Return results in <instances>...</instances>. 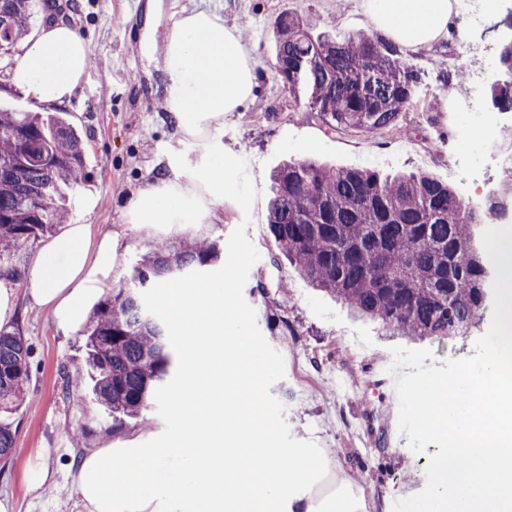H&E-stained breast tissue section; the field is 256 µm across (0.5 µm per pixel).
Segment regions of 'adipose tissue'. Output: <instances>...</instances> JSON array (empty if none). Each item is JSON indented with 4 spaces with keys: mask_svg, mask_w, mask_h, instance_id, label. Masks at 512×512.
<instances>
[{
    "mask_svg": "<svg viewBox=\"0 0 512 512\" xmlns=\"http://www.w3.org/2000/svg\"><path fill=\"white\" fill-rule=\"evenodd\" d=\"M374 29L402 50L447 39L454 0H363ZM163 96L168 118L185 136L204 143L211 129L239 110L257 85L256 59L237 29L225 27L207 8L180 15L164 39ZM91 45L63 20L39 29L18 55L5 87L33 95L53 108L80 90L91 64ZM206 197L207 207L184 213L187 194ZM224 201V161L216 159L196 178L193 191L179 180L156 178L131 193L128 224H210ZM120 254L111 233L93 238L86 224H67L32 257L23 290L0 280V323L14 313L18 293L48 308L67 332L84 319L89 303L112 281ZM162 312L180 335L183 380L175 402L204 404L187 424L191 441L167 446L149 433L108 440L85 456L75 473L88 512H253L263 496L273 512H357L346 484L320 491L336 467L309 464L294 449L263 442L269 425L251 410L253 393L239 374L232 343H244L246 324L224 316L222 288H171Z\"/></svg>",
    "mask_w": 512,
    "mask_h": 512,
    "instance_id": "1",
    "label": "adipose tissue"
}]
</instances>
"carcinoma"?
Returning <instances> with one entry per match:
<instances>
[{
    "instance_id": "cac0c4a2",
    "label": "carcinoma",
    "mask_w": 512,
    "mask_h": 512,
    "mask_svg": "<svg viewBox=\"0 0 512 512\" xmlns=\"http://www.w3.org/2000/svg\"><path fill=\"white\" fill-rule=\"evenodd\" d=\"M35 0H0V57L27 32ZM277 69L313 63L309 106L331 129L402 130L418 74L404 52L376 34L338 38L309 18L283 14L273 26ZM491 101L512 112V43L499 44ZM80 133L63 116L0 111V257L49 233L68 216L66 190L83 176ZM481 205L426 172L392 178L372 169L315 161L282 164L273 175L268 230L279 253L312 285L358 317L401 336L467 334L489 310L494 269L482 246L485 215L512 223L499 202L512 200V159ZM218 259L213 244L155 247L112 290L87 326V376L108 414L141 418L171 367L166 329L147 313L139 290ZM29 348L0 331V408L27 399Z\"/></svg>"
}]
</instances>
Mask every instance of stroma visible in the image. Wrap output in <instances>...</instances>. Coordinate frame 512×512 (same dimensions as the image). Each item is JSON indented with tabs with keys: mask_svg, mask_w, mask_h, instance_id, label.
Wrapping results in <instances>:
<instances>
[{
	"mask_svg": "<svg viewBox=\"0 0 512 512\" xmlns=\"http://www.w3.org/2000/svg\"><path fill=\"white\" fill-rule=\"evenodd\" d=\"M152 20L133 14L129 0H75L69 20L90 41L95 60L79 94L56 107L82 134L87 177L69 195L72 224L92 233L112 230L124 262L112 274V288L129 282L133 268L155 244L214 242L226 247L230 234L245 226L260 258L243 288L246 302L269 345L285 361V376L270 392L285 406L292 437L314 441L335 463L364 512H392L395 499L419 493L426 485L430 454L413 453L398 428V400L381 395L377 380L388 378L391 350L401 346L430 350L436 361L473 355L480 330L413 343L373 322L352 317L347 307L317 291L280 255L268 230L271 175L286 160L312 158L336 167L372 168L384 174L426 171L458 187L462 195L489 193L499 177L495 142L473 148L474 159L488 168L473 184L455 163L460 138L455 116L462 101L488 109L489 77L496 68L500 14L479 9V0H457V33L433 47L407 53L418 73L419 103L403 112L401 131L329 129L311 112L306 91L290 92L274 65L273 23L282 14L313 19L317 30L339 36L372 29L362 0H154ZM216 11L225 26L241 29L256 49L258 85L253 96L210 133L211 142L242 158L257 195L250 213L232 200L224 218L212 224L155 225L147 229L122 217L130 193L155 174L192 181L203 165L201 145L181 136L169 122L158 88L155 64L162 39L181 14L196 7ZM470 45L474 58L459 57ZM464 82L447 83L455 71ZM437 111H427V104ZM6 330L20 332L30 347V377L25 405L0 412V424L14 435V453L0 463V498L11 512H86L74 475L88 451L104 438L157 429L162 420L149 411L146 420L108 418L78 384L85 374V330L65 334L49 310L19 298ZM49 478L39 490L31 479Z\"/></svg>",
	"mask_w": 512,
	"mask_h": 512,
	"instance_id": "1",
	"label": "stroma"
}]
</instances>
